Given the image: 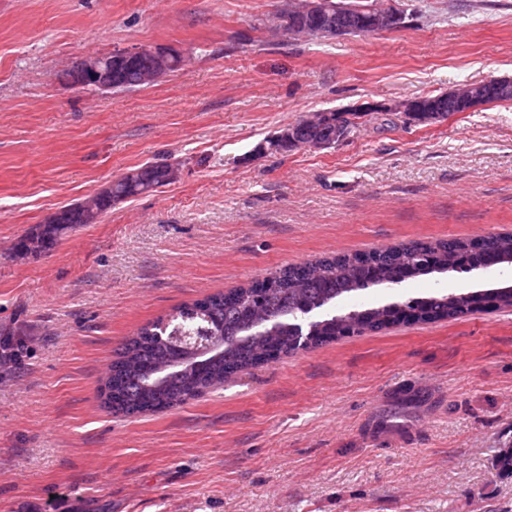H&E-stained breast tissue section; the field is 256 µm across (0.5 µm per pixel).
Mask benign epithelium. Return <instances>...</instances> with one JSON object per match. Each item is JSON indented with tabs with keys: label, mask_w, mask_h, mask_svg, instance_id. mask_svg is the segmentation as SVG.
<instances>
[{
	"label": "benign epithelium",
	"mask_w": 512,
	"mask_h": 512,
	"mask_svg": "<svg viewBox=\"0 0 512 512\" xmlns=\"http://www.w3.org/2000/svg\"><path fill=\"white\" fill-rule=\"evenodd\" d=\"M293 26L296 29L313 30L320 34L352 36L360 33L358 20L365 18L366 30L370 34H382L395 31L403 26L400 7L388 8L368 6L366 14L350 10L342 3L331 0H298ZM175 49L169 47H138L117 50L109 54L81 60L67 73V81L74 88L92 85L103 91H112L120 84L112 79V68L134 67L142 57H148V63L141 69L140 82L155 80L166 74L170 56ZM512 97V79L495 78L492 81L465 83L439 94L428 103L418 99L396 101L391 105H368L362 108L342 110L336 114H325V123L336 128V138L304 143V147L315 150L328 149L344 141L351 129L350 122L357 113L371 110L398 112L409 123L423 124L434 116H441L450 106H462L467 110L488 104L493 98L509 99ZM126 183L139 194L145 195L159 188V183L166 177L159 175L149 166L141 167L125 175ZM112 196V186L108 185L96 195L92 204H75L66 207L68 211L81 214V222L93 224L100 219L97 201Z\"/></svg>",
	"instance_id": "1"
}]
</instances>
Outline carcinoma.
Masks as SVG:
<instances>
[{"mask_svg": "<svg viewBox=\"0 0 512 512\" xmlns=\"http://www.w3.org/2000/svg\"><path fill=\"white\" fill-rule=\"evenodd\" d=\"M72 229V224L36 226L34 252L51 248ZM509 264L512 234L497 233L411 241L289 265L244 287L184 303L138 328L116 350L100 388L102 403L128 417L162 412L299 349L404 322L459 319L490 299L496 307H512V288L502 287L330 312L367 288ZM202 329L209 343L221 344L222 353L198 364L192 337Z\"/></svg>", "mask_w": 512, "mask_h": 512, "instance_id": "cac0c4a2", "label": "carcinoma"}]
</instances>
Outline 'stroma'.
<instances>
[{
  "label": "stroma",
  "instance_id": "obj_1",
  "mask_svg": "<svg viewBox=\"0 0 512 512\" xmlns=\"http://www.w3.org/2000/svg\"><path fill=\"white\" fill-rule=\"evenodd\" d=\"M284 0H0V512H512V310L366 332L256 367L157 414L107 412L119 343L282 267L403 241L512 232V101L435 124L365 123L330 149L253 158L323 109L512 77V0H398L410 26L290 41ZM177 49L178 71L77 90L80 60ZM169 154L176 182L52 249L16 243ZM450 272L373 306L486 288ZM412 429L376 444L372 421ZM23 357V344L12 336L0 338V368L10 369L20 365Z\"/></svg>",
  "mask_w": 512,
  "mask_h": 512
}]
</instances>
